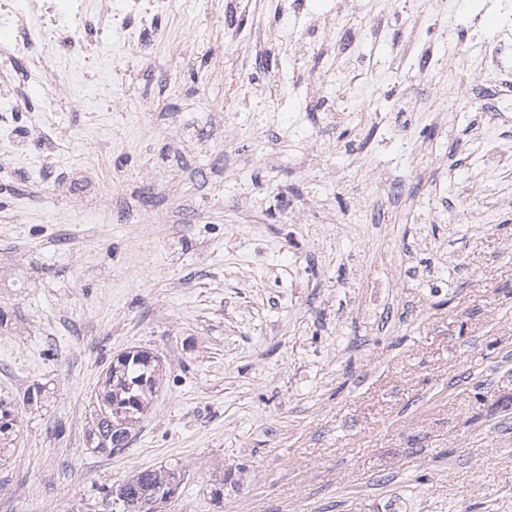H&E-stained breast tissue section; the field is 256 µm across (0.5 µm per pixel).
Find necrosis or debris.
Returning a JSON list of instances; mask_svg holds the SVG:
<instances>
[{
    "mask_svg": "<svg viewBox=\"0 0 512 512\" xmlns=\"http://www.w3.org/2000/svg\"><path fill=\"white\" fill-rule=\"evenodd\" d=\"M170 0H0V171L17 142L15 115L24 106L14 85L16 61L38 79L41 107L36 131L47 129L58 113L86 106L77 90L96 85L100 98L112 93L110 41L135 47L142 32L169 10Z\"/></svg>",
    "mask_w": 512,
    "mask_h": 512,
    "instance_id": "necrosis-or-debris-1",
    "label": "necrosis or debris"
}]
</instances>
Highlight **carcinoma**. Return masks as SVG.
Listing matches in <instances>:
<instances>
[{"label":"carcinoma","mask_w":512,"mask_h":512,"mask_svg":"<svg viewBox=\"0 0 512 512\" xmlns=\"http://www.w3.org/2000/svg\"><path fill=\"white\" fill-rule=\"evenodd\" d=\"M153 352L131 347L123 359L109 364L92 399L91 425L86 449L112 454L129 443L130 435L154 403L166 376L162 361H149ZM19 433L11 409L0 402V457ZM184 479L179 465L141 470L116 487L103 488V512H152V503L173 482Z\"/></svg>","instance_id":"carcinoma-1"}]
</instances>
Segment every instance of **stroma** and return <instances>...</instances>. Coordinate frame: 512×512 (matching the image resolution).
Returning a JSON list of instances; mask_svg holds the SVG:
<instances>
[{"label":"stroma","mask_w":512,"mask_h":512,"mask_svg":"<svg viewBox=\"0 0 512 512\" xmlns=\"http://www.w3.org/2000/svg\"><path fill=\"white\" fill-rule=\"evenodd\" d=\"M229 2L157 19V57L196 45L168 90L112 49L117 108L60 113L51 151L25 140L0 176V400L20 426L0 512H100L103 487L175 461L163 512H512V162L485 163L487 138L512 146V95L480 53L505 16L348 0L340 59L296 51L329 0ZM458 55L474 89L438 98ZM368 68L360 112L328 124L311 90ZM281 73L302 95H268ZM398 178L395 222L370 223ZM381 255L391 279L368 286ZM133 346L165 361L159 396L126 448L90 453L89 399Z\"/></svg>","instance_id":"35a3bbf8"}]
</instances>
